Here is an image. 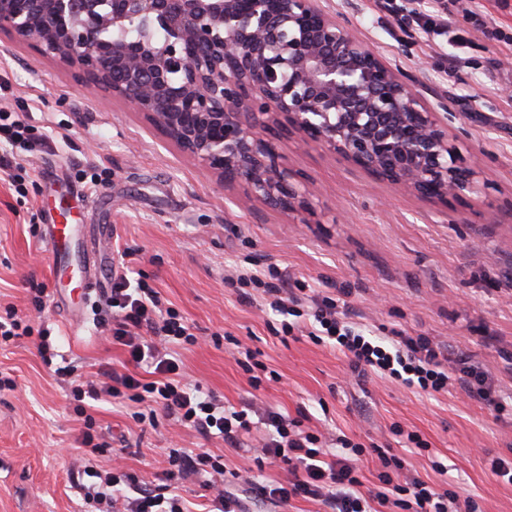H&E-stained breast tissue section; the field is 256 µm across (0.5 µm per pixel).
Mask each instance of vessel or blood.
I'll return each instance as SVG.
<instances>
[{
  "label": "vessel or blood",
  "instance_id": "vessel-or-blood-1",
  "mask_svg": "<svg viewBox=\"0 0 512 512\" xmlns=\"http://www.w3.org/2000/svg\"><path fill=\"white\" fill-rule=\"evenodd\" d=\"M42 242L52 262L55 284H62L65 272H73L74 285L83 295H91L98 286L94 270L98 243L86 239L79 224H48Z\"/></svg>",
  "mask_w": 512,
  "mask_h": 512
}]
</instances>
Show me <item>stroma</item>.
Instances as JSON below:
<instances>
[{"label": "stroma", "instance_id": "1", "mask_svg": "<svg viewBox=\"0 0 512 512\" xmlns=\"http://www.w3.org/2000/svg\"><path fill=\"white\" fill-rule=\"evenodd\" d=\"M386 2L322 5L453 101L450 128L479 167L480 189L433 207L280 135L289 166L315 191L312 224L224 187L122 100L86 90L76 69L0 33V112L28 117L53 141L26 155L16 183L0 179V312L10 306L32 328L48 324L57 364L77 365L81 377L121 368L125 355L94 324L91 307L73 309L50 292L43 225H85L100 241L104 283L119 270V250L134 251L135 271L193 325L197 343L172 348L188 381L228 406L252 400L306 415L308 427L329 439L343 433L381 445L391 426L417 431L429 455L393 447L412 474L473 497L481 512H512V485L488 470L489 458L512 450L511 411L499 416L456 391L430 396L373 374L355 382L343 353L303 330L275 337L280 316L259 291L245 298L231 283L236 261L247 256L287 270L291 280L346 304L372 335L452 339L512 397V99L501 93L512 83V51L493 47L459 13L433 42ZM103 169L108 184L91 190V173ZM37 286L49 291L40 312ZM230 335L260 351L268 368L260 389L237 365ZM37 343L34 335L0 343V374L14 381L0 391V512H80L71 471L83 421ZM132 410L111 398L91 413L101 441L147 482L175 446L223 455L226 471L246 474L266 434L254 428L231 448L165 418L154 428L136 424ZM436 461L443 472L433 469Z\"/></svg>", "mask_w": 512, "mask_h": 512}]
</instances>
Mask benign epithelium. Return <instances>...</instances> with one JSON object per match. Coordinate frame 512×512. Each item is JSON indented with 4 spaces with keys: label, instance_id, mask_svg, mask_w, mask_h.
Masks as SVG:
<instances>
[{
    "label": "benign epithelium",
    "instance_id": "obj_1",
    "mask_svg": "<svg viewBox=\"0 0 512 512\" xmlns=\"http://www.w3.org/2000/svg\"><path fill=\"white\" fill-rule=\"evenodd\" d=\"M78 69L249 200L310 223L273 134L430 203L478 191L448 98L321 0H0V33Z\"/></svg>",
    "mask_w": 512,
    "mask_h": 512
}]
</instances>
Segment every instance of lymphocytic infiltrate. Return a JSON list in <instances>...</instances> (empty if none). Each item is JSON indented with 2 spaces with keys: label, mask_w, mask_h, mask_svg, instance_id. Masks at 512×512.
Wrapping results in <instances>:
<instances>
[{
  "label": "lymphocytic infiltrate",
  "mask_w": 512,
  "mask_h": 512,
  "mask_svg": "<svg viewBox=\"0 0 512 512\" xmlns=\"http://www.w3.org/2000/svg\"><path fill=\"white\" fill-rule=\"evenodd\" d=\"M46 144V138L36 136L29 122L0 113L1 172L19 168L18 150L29 151ZM236 282L243 288L264 289L270 308L283 318V332H293V320L300 317L303 300L289 289L287 272L246 269L238 274ZM313 303L311 338L328 340L348 358L358 375L372 372L431 396L453 388L469 399L502 410L497 386L469 353L453 351L427 336H404L387 345L381 338L341 323L336 317L335 299L320 296ZM106 305L116 317L110 341L126 352L127 370L102 369L91 379L73 378V400L81 403L107 396L156 405L179 426L206 438L222 437L233 448L254 425H264L266 439L254 451L256 467H264L269 460L288 466L286 482L260 486L261 497L270 502L285 505L296 498L311 499L324 503L330 512H368L374 502L396 508L397 512H478L471 498L449 490L438 491L417 477L403 478L405 460L388 454L383 446L368 448L342 434L336 438L338 450L333 453L326 450L322 434L305 426L303 417L267 410L254 422L249 417L252 405L227 408L213 396H201L199 388L186 381L178 364L168 356L169 345L193 344L197 338L180 313L164 305L154 289L131 283L121 274L112 284ZM146 359L153 368L147 379L138 373ZM83 425L87 463L74 477L82 495L83 512H186L177 489L197 476L203 477V487L209 493V512H243L239 498L224 485L223 456L205 450L170 449L160 483L148 484L123 467L98 465L96 459L105 448L94 435L93 416L85 415ZM368 449L379 460L380 487L366 497L360 491L356 461Z\"/></svg>",
  "instance_id": "f902f5d3"
}]
</instances>
